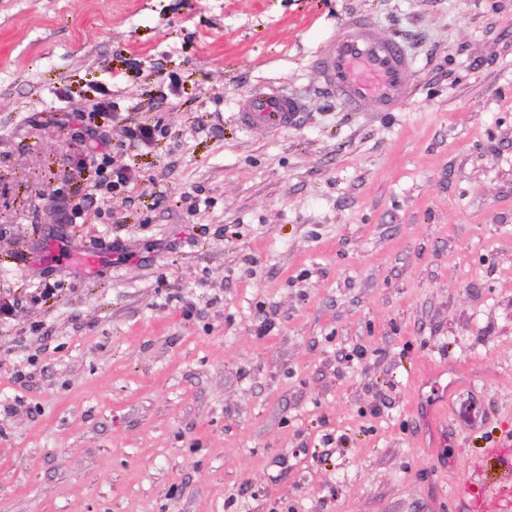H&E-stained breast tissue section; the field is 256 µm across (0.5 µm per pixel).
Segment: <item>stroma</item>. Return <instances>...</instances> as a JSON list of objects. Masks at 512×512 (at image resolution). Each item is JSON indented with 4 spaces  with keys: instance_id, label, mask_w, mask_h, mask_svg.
I'll use <instances>...</instances> for the list:
<instances>
[{
    "instance_id": "stroma-1",
    "label": "stroma",
    "mask_w": 512,
    "mask_h": 512,
    "mask_svg": "<svg viewBox=\"0 0 512 512\" xmlns=\"http://www.w3.org/2000/svg\"><path fill=\"white\" fill-rule=\"evenodd\" d=\"M356 15L412 60L397 111L320 88ZM266 87L278 134L236 118ZM101 96L126 198L67 120ZM1 293L0 512H439L512 426V0H0ZM301 109L299 100L275 89L261 91L244 98L239 104L238 120L241 125H261L277 133L291 127ZM445 368L432 369L426 372L419 381L418 396L424 401V411L422 414L426 418L434 419L440 423L446 424L451 407L448 404L449 397L457 390L458 384L449 383L442 385L440 378L447 374ZM429 387L428 392H423L424 388Z\"/></svg>"
}]
</instances>
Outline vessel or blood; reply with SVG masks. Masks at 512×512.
<instances>
[{
	"instance_id": "vessel-or-blood-1",
	"label": "vessel or blood",
	"mask_w": 512,
	"mask_h": 512,
	"mask_svg": "<svg viewBox=\"0 0 512 512\" xmlns=\"http://www.w3.org/2000/svg\"><path fill=\"white\" fill-rule=\"evenodd\" d=\"M326 89L349 112L373 107L393 112L412 91V62L405 48L382 36L367 19L356 17L339 26L314 58ZM301 104L274 89L251 94L239 105L241 125H260L277 133L297 120ZM443 369L426 372L419 381L425 417L444 423L456 384H441ZM493 467V480L479 479V472ZM449 512H512V428L504 427L497 441L481 448L471 471L459 476L448 493Z\"/></svg>"
}]
</instances>
